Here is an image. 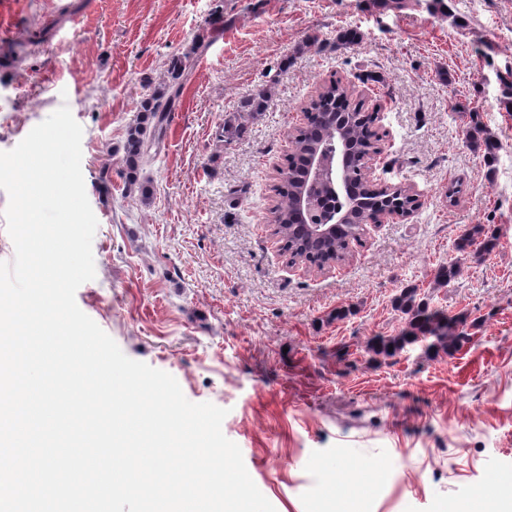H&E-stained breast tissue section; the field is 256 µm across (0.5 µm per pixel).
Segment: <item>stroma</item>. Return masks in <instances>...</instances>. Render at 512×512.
<instances>
[{
  "instance_id": "1",
  "label": "stroma",
  "mask_w": 512,
  "mask_h": 512,
  "mask_svg": "<svg viewBox=\"0 0 512 512\" xmlns=\"http://www.w3.org/2000/svg\"><path fill=\"white\" fill-rule=\"evenodd\" d=\"M446 2L441 17L363 0H0L23 44L0 49V152L64 104L83 129L98 227L78 307L189 401L227 409L222 431L275 512H327L332 477L350 484L372 464L386 481L367 512H448L512 475V100L499 79L512 0ZM219 7L224 23L209 29ZM350 27L359 40L337 47ZM202 31L174 119L148 147L142 204L125 189L126 127ZM333 77L364 109L380 104L376 173L421 205L319 271L290 262L269 217L289 133ZM270 79L268 112L224 142L225 116ZM473 110L494 155L465 140ZM475 224L496 231L495 249L456 252ZM449 262L460 273L439 286ZM411 286L472 321L467 339L450 354L373 358L368 341L400 330L394 301Z\"/></svg>"
}]
</instances>
